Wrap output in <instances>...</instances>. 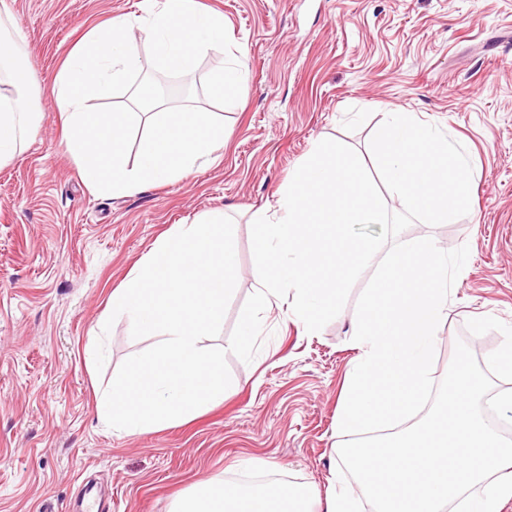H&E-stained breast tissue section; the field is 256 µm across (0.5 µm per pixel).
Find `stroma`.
Returning a JSON list of instances; mask_svg holds the SVG:
<instances>
[{
  "label": "stroma",
  "mask_w": 512,
  "mask_h": 512,
  "mask_svg": "<svg viewBox=\"0 0 512 512\" xmlns=\"http://www.w3.org/2000/svg\"><path fill=\"white\" fill-rule=\"evenodd\" d=\"M224 16V47L204 56L192 98L184 73L152 70L132 84H171L170 105L222 115L224 147L210 167L129 197L92 193L43 101L38 131L0 167V512H68L84 485L111 494L116 512H172L197 483L238 479L247 460L291 482L327 491L338 469L334 423L358 355L354 322L364 271L340 314L315 334L273 311L251 363L228 356L237 394L194 420L128 435L98 419L97 396L120 365L157 344L117 318L94 363L93 331L112 292L173 225L216 210L235 222L237 285L218 336L227 347L247 298L252 218L281 192L324 139L376 165L370 140L384 113H411L461 143L472 165L467 215L400 236L431 238L469 259L438 333L435 379L457 341L478 362L504 342L475 336L472 318L512 325V0H200ZM26 39L31 84L46 85L90 26L144 16L149 0H7ZM236 64V105L209 94L213 76Z\"/></svg>",
  "instance_id": "1"
}]
</instances>
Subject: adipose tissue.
<instances>
[{
    "label": "adipose tissue",
    "mask_w": 512,
    "mask_h": 512,
    "mask_svg": "<svg viewBox=\"0 0 512 512\" xmlns=\"http://www.w3.org/2000/svg\"><path fill=\"white\" fill-rule=\"evenodd\" d=\"M141 30L150 44L141 53L129 18H110L89 29L70 51L47 91H30L19 60L24 34L18 22H0V166L10 163L42 118L37 106L49 96L61 119L67 147L85 185L94 193L131 196L156 183H171L216 160L224 139L217 113L166 107L147 85L137 87L131 106L99 111L93 103L111 97L132 75L173 69L193 71L198 59L224 46V17L199 0H151ZM144 124L135 161H127L125 137Z\"/></svg>",
    "instance_id": "adipose-tissue-1"
}]
</instances>
